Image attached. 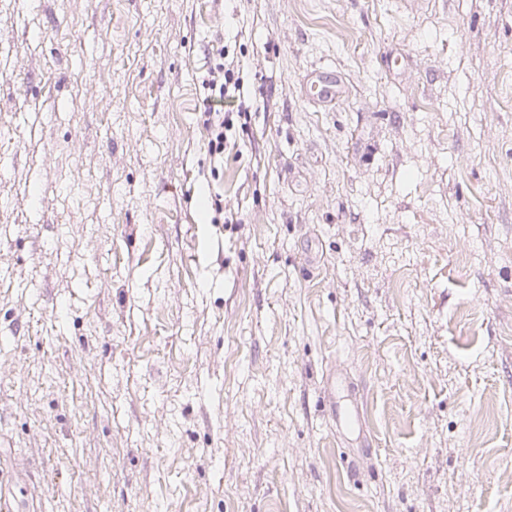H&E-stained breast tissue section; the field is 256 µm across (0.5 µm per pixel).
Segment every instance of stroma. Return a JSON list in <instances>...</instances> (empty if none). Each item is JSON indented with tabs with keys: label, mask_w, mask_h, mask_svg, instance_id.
<instances>
[{
	"label": "stroma",
	"mask_w": 512,
	"mask_h": 512,
	"mask_svg": "<svg viewBox=\"0 0 512 512\" xmlns=\"http://www.w3.org/2000/svg\"><path fill=\"white\" fill-rule=\"evenodd\" d=\"M1 336L39 512H512V0H0ZM212 54L220 62L209 69L208 78L202 81L204 97L198 112H202V124L208 135V153L216 159L224 158L228 143L226 132L234 127V121L243 127L251 118V112H257L259 106L256 97L253 99L244 93L240 61L230 57L221 38L213 45Z\"/></svg>",
	"instance_id": "obj_1"
}]
</instances>
